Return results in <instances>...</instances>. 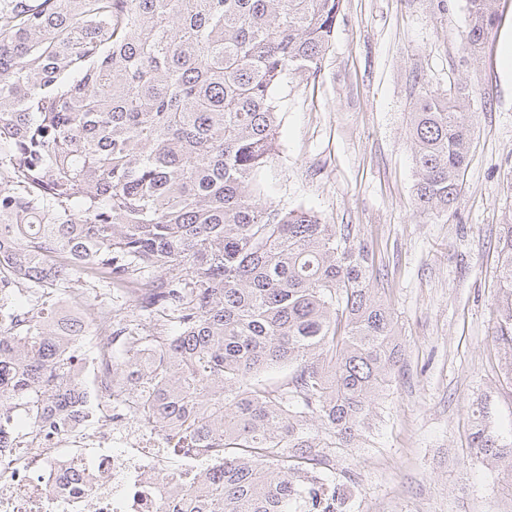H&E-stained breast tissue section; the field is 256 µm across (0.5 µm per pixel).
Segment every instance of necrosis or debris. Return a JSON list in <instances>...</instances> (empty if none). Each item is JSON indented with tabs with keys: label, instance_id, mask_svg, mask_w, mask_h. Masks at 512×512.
I'll return each instance as SVG.
<instances>
[{
	"label": "necrosis or debris",
	"instance_id": "1",
	"mask_svg": "<svg viewBox=\"0 0 512 512\" xmlns=\"http://www.w3.org/2000/svg\"><path fill=\"white\" fill-rule=\"evenodd\" d=\"M96 366L92 387L77 372L82 408L66 426L0 433V512H158L174 475L223 470V459L198 452L170 462L159 438L113 412L112 367ZM96 414L102 424L89 426Z\"/></svg>",
	"mask_w": 512,
	"mask_h": 512
}]
</instances>
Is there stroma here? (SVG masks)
Listing matches in <instances>:
<instances>
[{
  "label": "stroma",
  "mask_w": 512,
  "mask_h": 512,
  "mask_svg": "<svg viewBox=\"0 0 512 512\" xmlns=\"http://www.w3.org/2000/svg\"><path fill=\"white\" fill-rule=\"evenodd\" d=\"M492 34L465 50L464 0H344L317 74L276 96L279 153L265 198L353 229L394 313L400 356L353 448L331 449L321 476L351 489L349 512H512V487L469 447L472 411L512 441V377L493 338L496 237L512 218V0ZM462 88L473 120L470 163L448 212H420L408 128L421 85ZM64 286L88 310L80 362L118 325L147 322L103 273Z\"/></svg>",
  "instance_id": "35a3bbf8"
}]
</instances>
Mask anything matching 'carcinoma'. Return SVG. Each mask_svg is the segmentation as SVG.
<instances>
[{
	"mask_svg": "<svg viewBox=\"0 0 512 512\" xmlns=\"http://www.w3.org/2000/svg\"><path fill=\"white\" fill-rule=\"evenodd\" d=\"M497 0H465V49ZM343 0H0V409L34 425L80 403L73 337L10 288L103 272L162 319L112 369L126 408L179 451L224 458L177 478L161 512H327L325 449L359 440L397 363L396 324L349 226L261 197L275 90L317 73ZM428 88L409 139L417 208L445 213L473 113ZM494 340L512 352V220L500 225ZM163 275L142 280L147 270ZM176 327L173 335L163 324ZM288 378L256 376L273 366ZM477 410L470 448L512 479V443Z\"/></svg>",
	"mask_w": 512,
	"mask_h": 512,
	"instance_id": "carcinoma-1",
	"label": "carcinoma"
}]
</instances>
